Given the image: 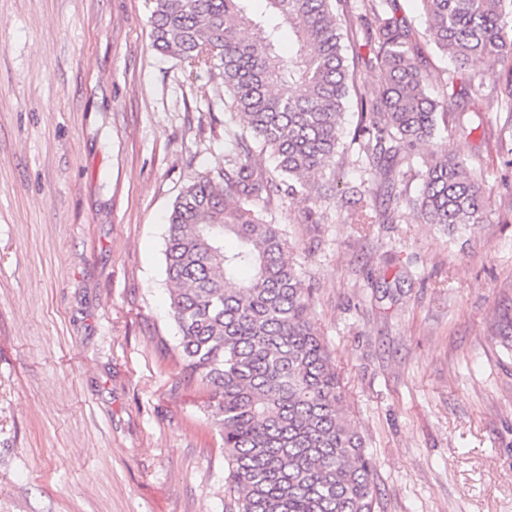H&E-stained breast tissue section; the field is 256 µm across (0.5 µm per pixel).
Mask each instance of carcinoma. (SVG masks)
Segmentation results:
<instances>
[{
	"mask_svg": "<svg viewBox=\"0 0 512 512\" xmlns=\"http://www.w3.org/2000/svg\"><path fill=\"white\" fill-rule=\"evenodd\" d=\"M152 0L154 47L190 71L218 69L230 108L249 136L219 177L185 187L168 216L165 247L171 316L183 368L215 399L229 509L236 512H376L375 464L351 424L330 352L312 315L311 289L288 258L280 225L251 208L263 197L323 198L336 163L350 95L360 122L353 141L385 176L390 163L431 144L437 115L459 93L431 97L413 52V29L396 0ZM427 31L457 67L475 56L508 63L512 112V0H420ZM367 21L364 43L347 23ZM293 35L281 48L283 27ZM379 71L369 81L360 68ZM269 154L279 179L257 174ZM412 201L426 224H477L478 177L432 144ZM237 248L228 251L224 239ZM248 267L249 280L238 282Z\"/></svg>",
	"mask_w": 512,
	"mask_h": 512,
	"instance_id": "cac0c4a2",
	"label": "carcinoma"
}]
</instances>
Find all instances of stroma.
Masks as SVG:
<instances>
[{
  "label": "stroma",
  "instance_id": "stroma-1",
  "mask_svg": "<svg viewBox=\"0 0 512 512\" xmlns=\"http://www.w3.org/2000/svg\"><path fill=\"white\" fill-rule=\"evenodd\" d=\"M433 98L459 70L397 0ZM146 0H0V512H226L212 393L183 370L166 216L217 176L245 122L222 79L157 51ZM349 105L330 199L274 197L289 256L376 464L379 512H512V115L440 113L480 176V223L408 205L428 146L394 163L402 205L344 218L376 183Z\"/></svg>",
  "mask_w": 512,
  "mask_h": 512
}]
</instances>
